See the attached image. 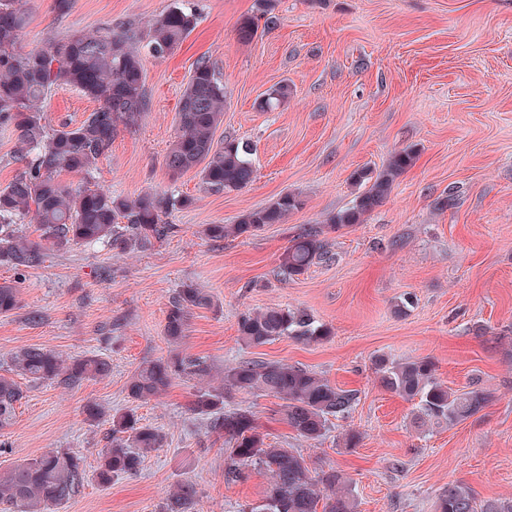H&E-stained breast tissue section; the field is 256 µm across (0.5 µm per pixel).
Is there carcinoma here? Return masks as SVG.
<instances>
[{
  "instance_id": "carcinoma-1",
  "label": "carcinoma",
  "mask_w": 512,
  "mask_h": 512,
  "mask_svg": "<svg viewBox=\"0 0 512 512\" xmlns=\"http://www.w3.org/2000/svg\"><path fill=\"white\" fill-rule=\"evenodd\" d=\"M276 0H255V13L239 29L240 39L256 34L259 20L273 22ZM22 0H0V124L19 132V152L31 157L25 170L0 189V266L16 270L41 265L46 251L75 245L103 243L127 252L162 239L172 225L163 222L176 198L146 193L133 201L90 182L78 188L57 180L68 171L92 177L99 159L109 153L118 124L133 125L148 108L143 64L132 46L138 32L130 27L120 34L73 32L30 52L16 49L24 25ZM196 26V17L174 7L157 16L149 26L152 50L170 54ZM77 89L97 102V107L77 125L51 127L43 103L56 90ZM288 96V85L273 89L259 102L263 111L273 109ZM224 84L207 61H199L184 87L178 104V131L165 156L173 176L196 168L212 190L234 191L254 179L249 145L234 139L214 145V130L221 121ZM416 153L406 148L391 156L379 171L358 170L353 182L362 187L353 205L332 216L326 228L302 227L289 241L279 275L304 274L327 257L324 230L336 232L361 224L391 191L394 181L410 167ZM302 200L286 193L271 205L253 210L236 224H207L203 235L221 242L227 237L251 236L268 224H281L300 209ZM37 223L39 241L27 238L18 224L26 217ZM19 289L0 283V314L19 308ZM212 297L200 288L184 284L170 302L165 338L179 345L185 338L190 310L209 308ZM330 329L305 310L267 307L245 312L238 321V339L258 347L282 337L310 344L327 340ZM380 385L406 399L418 400L420 424L427 421L461 422L477 414L486 403L479 389L458 393L448 389L427 358L395 360L387 355L374 359ZM110 363L97 356L65 359L51 348L24 347L11 355L9 371L33 383L60 380L75 384L103 378ZM209 372L205 362L173 353L142 363L132 374L127 391L131 399L147 403L162 395L177 378H201ZM263 393L282 401L280 414L296 434L317 442L329 421L351 411L357 392L337 387L302 366L281 361L240 360L224 369V388L199 389L189 410L205 417L207 430L224 439L228 452L225 478H247L251 468H263L271 476L270 489L246 512H355L348 480L329 469L311 476L303 457L266 442L248 409L224 410L225 395ZM23 398L13 377L0 374V431L13 425L17 403ZM111 425L97 472L101 484L118 475L136 474L144 459L164 446L165 434L140 422L130 411L108 417ZM85 479L83 457L74 451L50 450L0 472V505L7 512H48L79 494ZM198 496L196 484L187 481L169 494L164 512H188ZM439 512H503L488 502L479 508L470 490L451 485L438 498Z\"/></svg>"
}]
</instances>
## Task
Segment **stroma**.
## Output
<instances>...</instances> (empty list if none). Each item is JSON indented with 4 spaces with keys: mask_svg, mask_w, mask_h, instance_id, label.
<instances>
[{
    "mask_svg": "<svg viewBox=\"0 0 512 512\" xmlns=\"http://www.w3.org/2000/svg\"><path fill=\"white\" fill-rule=\"evenodd\" d=\"M23 0L17 47L41 48L73 31L120 33L172 6L194 13L193 32L174 53L142 59L149 107L137 125L118 129L94 173L113 195L167 193L188 199L165 215L173 230L147 247L120 253L74 246L49 252L38 267H0L18 285L20 306L0 314V371L11 353L51 348L64 358L99 355L101 379L66 386L22 382L16 420L0 441V471L45 451L72 450L85 482L57 512H162L171 491L192 481V512H240L270 488L267 471L224 478V442L208 434L188 404L199 383L178 379L158 398L132 401L137 367L168 356L170 302L183 284L213 298L193 309L182 355L206 360L209 382L242 359L299 364L358 393L345 418L310 443L280 421L278 399L235 393L225 409L253 411L268 441L329 468L351 484L356 512H438L444 488L461 484L477 504L512 505V0H278L275 27L239 38L254 0ZM214 63L224 82V116L215 144L249 143L255 178L235 191L207 190L196 172L172 178L165 155L177 134V108L190 71ZM289 93L274 109L258 101L279 85ZM96 104L75 89L44 105L51 125L76 124ZM416 159L364 223L326 233L329 260L292 279L277 268L300 227L325 225L350 207L355 171L380 170L390 155ZM292 192L302 206L285 223L255 235L207 240V224H234L248 211ZM450 197L445 209L435 203ZM405 310H398L401 299ZM306 310L331 330L304 344L283 337L242 346L238 319L265 307ZM428 358L449 389L478 387L481 412L461 423L417 426L416 401L381 387L373 359ZM97 402L132 411L166 435L137 475L100 485L96 469L108 423L89 424ZM356 432L357 447L345 436Z\"/></svg>",
    "mask_w": 512,
    "mask_h": 512,
    "instance_id": "obj_1",
    "label": "stroma"
}]
</instances>
